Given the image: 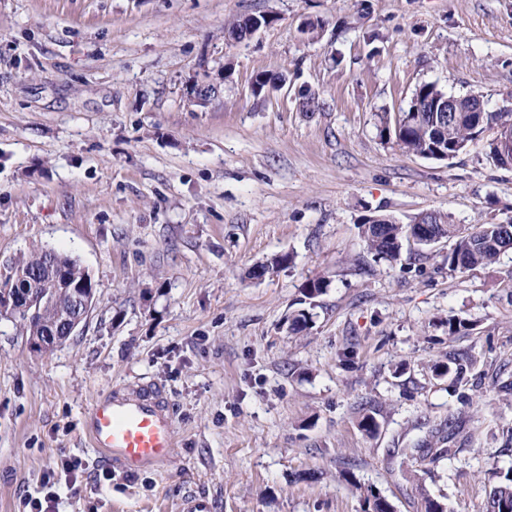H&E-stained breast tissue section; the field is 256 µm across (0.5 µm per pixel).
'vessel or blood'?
I'll return each instance as SVG.
<instances>
[{"label": "vessel or blood", "mask_w": 512, "mask_h": 512, "mask_svg": "<svg viewBox=\"0 0 512 512\" xmlns=\"http://www.w3.org/2000/svg\"><path fill=\"white\" fill-rule=\"evenodd\" d=\"M173 430L164 392L142 383L110 390L88 414L90 448L130 473L171 463L176 454Z\"/></svg>", "instance_id": "vessel-or-blood-1"}]
</instances>
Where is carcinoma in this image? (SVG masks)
Masks as SVG:
<instances>
[{
  "instance_id": "obj_1",
  "label": "carcinoma",
  "mask_w": 512,
  "mask_h": 512,
  "mask_svg": "<svg viewBox=\"0 0 512 512\" xmlns=\"http://www.w3.org/2000/svg\"><path fill=\"white\" fill-rule=\"evenodd\" d=\"M448 94L433 83L422 84L416 89L408 111L396 118L384 112L379 116L377 130L379 136L393 140L399 150L423 157H430L438 149L448 151L451 158L465 152L468 147L481 139L486 129L497 128V135L486 142L487 159L497 167L506 166L503 152L512 142V104L504 105L495 112L485 113L483 123L474 124L469 118L448 127L447 139L433 138L434 126L442 122L444 100ZM428 223L403 224L395 218L385 215L380 223L374 222V216L365 217L361 231L367 249L379 260L395 263L400 260L402 250L408 248L422 252L430 247V239L439 237L452 241L444 264L448 273H461L466 270L488 266L495 263L500 254L512 248V222L477 224L464 229L448 222L443 212H431ZM47 251L40 248L18 262L7 266V275L0 276V290L14 287L13 274L21 273L40 283L42 299L38 308L30 309L25 322L20 324L28 336L44 334L46 328L57 320V306L67 302L69 289L55 288L51 281L43 276V264ZM54 260L62 265L64 274L72 283H80L85 277V269L71 259L59 254ZM290 261L287 254L275 255L255 266L248 273L249 278L266 276L276 272ZM434 372L440 377H450L456 381L464 378L466 359L455 355L448 356V362L434 365ZM451 435L441 428L431 430V439L424 440L410 449L411 454L419 457L432 456L436 459L447 452L443 448ZM364 505L368 512H387L388 502L375 491L369 489L364 496ZM488 512H512V467L501 472L498 482L492 489Z\"/></svg>"
}]
</instances>
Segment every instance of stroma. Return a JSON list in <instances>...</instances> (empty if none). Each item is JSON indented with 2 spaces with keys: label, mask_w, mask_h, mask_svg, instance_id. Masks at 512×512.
Masks as SVG:
<instances>
[{
  "label": "stroma",
  "mask_w": 512,
  "mask_h": 512,
  "mask_svg": "<svg viewBox=\"0 0 512 512\" xmlns=\"http://www.w3.org/2000/svg\"><path fill=\"white\" fill-rule=\"evenodd\" d=\"M260 73L288 81L256 97ZM425 83L501 107L512 0H0V265L52 248L97 291L48 354L0 318V512H29L70 457L85 468L56 484L60 512H363L366 488L396 512H485L512 467V249L452 275L448 241L392 266L359 229L512 220L492 131L451 160L380 138L379 113ZM197 84L218 88L206 105ZM452 316L468 329L449 334ZM452 353L469 382L435 376ZM134 380L165 391L177 457L127 474L89 449L87 413ZM450 421L447 455H410Z\"/></svg>",
  "instance_id": "stroma-1"
}]
</instances>
